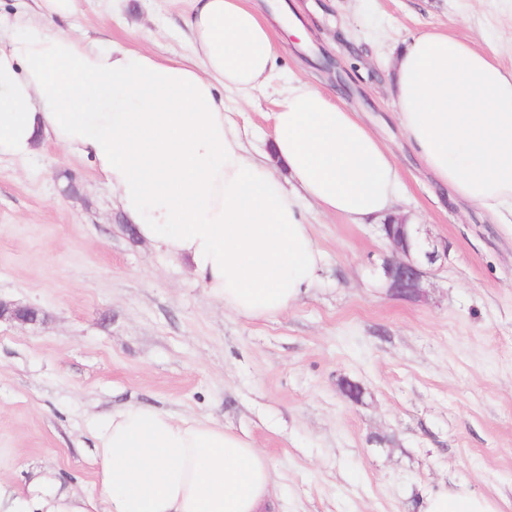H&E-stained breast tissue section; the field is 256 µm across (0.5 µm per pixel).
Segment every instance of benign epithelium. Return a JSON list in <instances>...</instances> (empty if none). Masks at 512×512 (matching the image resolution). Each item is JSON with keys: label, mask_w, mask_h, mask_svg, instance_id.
<instances>
[{"label": "benign epithelium", "mask_w": 512, "mask_h": 512, "mask_svg": "<svg viewBox=\"0 0 512 512\" xmlns=\"http://www.w3.org/2000/svg\"><path fill=\"white\" fill-rule=\"evenodd\" d=\"M382 236L388 244L390 256L382 265L388 292L406 300L423 302L427 299L426 266L448 258V244L433 239L420 226L399 221L380 225ZM15 320L24 324L40 321V310L0 300V320ZM342 394L355 404L364 401L365 389L358 383L341 381Z\"/></svg>", "instance_id": "1"}]
</instances>
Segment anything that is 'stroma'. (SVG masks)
Listing matches in <instances>:
<instances>
[{"mask_svg": "<svg viewBox=\"0 0 512 512\" xmlns=\"http://www.w3.org/2000/svg\"><path fill=\"white\" fill-rule=\"evenodd\" d=\"M288 4L308 33L278 28L282 79L336 94L390 147L402 208L448 257L429 296L386 289L377 225L308 208L325 254L318 285L287 313L225 311L181 261L132 236L88 160L54 142L0 156V299L40 308L37 326L0 322V494L27 468L59 470L97 494L91 424L130 402L208 417L272 461L278 512H420L448 487L512 512V234L452 202L419 162L390 94L394 52L447 31L512 68V0H251ZM190 0H77L82 42L188 56ZM252 155L273 133V99L230 106ZM359 383L356 405L342 379Z\"/></svg>", "mask_w": 512, "mask_h": 512, "instance_id": "stroma-1", "label": "stroma"}]
</instances>
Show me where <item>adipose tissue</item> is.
Segmentation results:
<instances>
[{
  "label": "adipose tissue",
  "mask_w": 512,
  "mask_h": 512,
  "mask_svg": "<svg viewBox=\"0 0 512 512\" xmlns=\"http://www.w3.org/2000/svg\"><path fill=\"white\" fill-rule=\"evenodd\" d=\"M76 0H37L39 20L0 47V155L42 140L88 159L137 235L186 262L225 310L286 313L320 280L305 205L353 224L390 219L403 195L374 131L300 81L278 93L270 154L253 157L224 106L278 74L274 28L244 0H193L191 55L83 43L60 30ZM392 96L419 160L451 198L512 230V69L447 32L406 39ZM99 494L48 467L28 471L0 512H275L274 466L211 419L131 403L93 426ZM422 512H503L489 496L441 489Z\"/></svg>",
  "instance_id": "ef3b65f1"
}]
</instances>
